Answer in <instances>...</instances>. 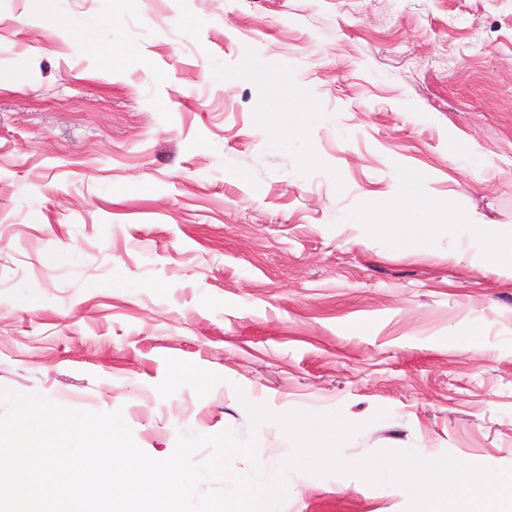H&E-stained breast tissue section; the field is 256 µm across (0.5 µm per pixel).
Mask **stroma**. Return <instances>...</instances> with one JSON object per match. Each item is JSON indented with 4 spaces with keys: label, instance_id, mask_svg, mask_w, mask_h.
<instances>
[{
    "label": "stroma",
    "instance_id": "1",
    "mask_svg": "<svg viewBox=\"0 0 512 512\" xmlns=\"http://www.w3.org/2000/svg\"><path fill=\"white\" fill-rule=\"evenodd\" d=\"M403 188L398 244L364 218ZM470 215L512 227V0H0V387L150 457L228 429L275 469L253 404L512 468V275ZM409 505L297 470L282 512Z\"/></svg>",
    "mask_w": 512,
    "mask_h": 512
}]
</instances>
